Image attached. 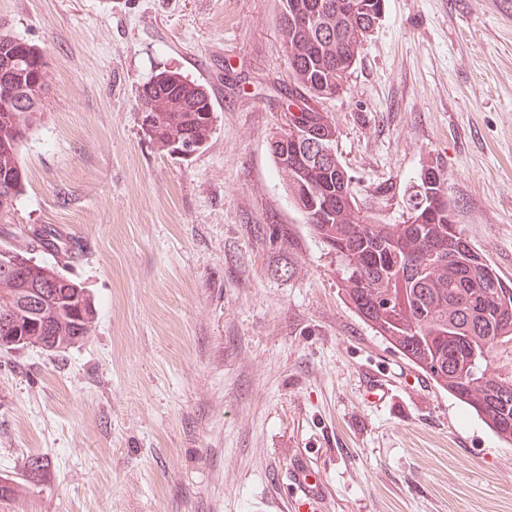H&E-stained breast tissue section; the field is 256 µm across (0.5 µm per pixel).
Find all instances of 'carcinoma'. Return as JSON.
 <instances>
[{
    "mask_svg": "<svg viewBox=\"0 0 512 512\" xmlns=\"http://www.w3.org/2000/svg\"><path fill=\"white\" fill-rule=\"evenodd\" d=\"M385 0H281L278 27L295 93L285 108L287 123L310 127L321 137L336 135L328 113L317 103L344 89L357 62V47L379 24ZM17 36L0 31V66L10 65L24 76V85L39 84L38 106L18 101L0 103V213L15 209L26 174L20 146L43 108L48 89L41 60L46 49L28 43L22 57ZM137 112L153 115L141 126L148 141L174 152L188 136L202 151L217 123L208 88L174 69L156 71L138 89ZM278 171L304 223L336 257V278L357 315L434 384L471 408L507 445H512V368L491 367L498 353L512 352V282L472 245L456 223L455 205L443 199L433 208L429 194L447 186L437 166L423 167L416 190L407 199L408 220L388 224L357 202L340 159L324 167L290 145L270 150ZM1 242L0 251H16L25 265L0 279V324L16 334L34 336L41 350L63 352L84 341V326L95 322L90 295L65 274L61 261H44L36 253L69 260L82 253L80 244L61 240L48 225L23 226ZM52 282L38 314L20 303L36 285Z\"/></svg>",
    "mask_w": 512,
    "mask_h": 512,
    "instance_id": "carcinoma-1",
    "label": "carcinoma"
}]
</instances>
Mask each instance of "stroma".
I'll return each mask as SVG.
<instances>
[{"label":"stroma","instance_id":"1","mask_svg":"<svg viewBox=\"0 0 512 512\" xmlns=\"http://www.w3.org/2000/svg\"><path fill=\"white\" fill-rule=\"evenodd\" d=\"M279 10L0 0L50 72L0 231L79 240L68 272L96 307L81 345L0 350V481L15 487L0 512H286L302 462L321 512H512V447L353 312L292 203L268 147L295 87ZM163 68L215 100L188 160L140 128L136 91ZM321 108L361 206L402 222L423 165H439L458 224L512 280V0H386ZM370 375L387 400L365 397Z\"/></svg>","mask_w":512,"mask_h":512}]
</instances>
